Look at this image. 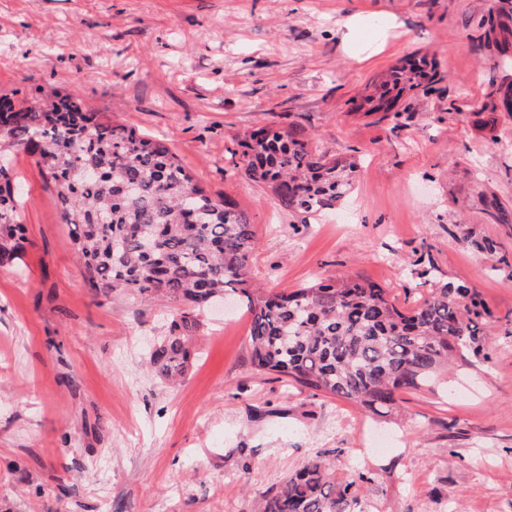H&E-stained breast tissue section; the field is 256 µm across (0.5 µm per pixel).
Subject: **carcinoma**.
Instances as JSON below:
<instances>
[{"label":"carcinoma","instance_id":"1","mask_svg":"<svg viewBox=\"0 0 512 512\" xmlns=\"http://www.w3.org/2000/svg\"><path fill=\"white\" fill-rule=\"evenodd\" d=\"M437 76L426 59L396 66L361 97L358 111L387 113ZM242 147L249 179L270 184L282 208L302 214L334 208L359 167L352 155L311 146L295 126H262ZM19 151L34 154L58 186L62 220L78 227L76 253L92 293L128 291L180 305L150 352L165 381L188 374L198 316L220 295L251 314L255 368L381 418L397 411L398 393L426 388L480 340L481 302L463 285L436 288L408 312L385 289L351 276L290 293L254 286L255 233L239 204L207 193L164 143L84 111L73 94L18 109L0 98V263L24 247L21 186L10 159ZM486 214L512 224V207L496 198ZM352 486L332 480L317 455L264 496L261 512H352Z\"/></svg>","mask_w":512,"mask_h":512}]
</instances>
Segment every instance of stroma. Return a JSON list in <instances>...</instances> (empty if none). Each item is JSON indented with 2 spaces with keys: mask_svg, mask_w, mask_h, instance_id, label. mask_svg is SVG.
<instances>
[{
  "mask_svg": "<svg viewBox=\"0 0 512 512\" xmlns=\"http://www.w3.org/2000/svg\"><path fill=\"white\" fill-rule=\"evenodd\" d=\"M490 0H0V96L72 93L104 119L164 140L256 231L254 279L270 292L343 275L415 307L463 284L484 303L478 350L432 389L373 421L250 363L251 315L213 304L185 382L162 384L150 347L176 307L91 293L58 188L34 156L13 167L23 250L0 264V512H258L319 455L356 476L354 512H512V84L479 26ZM436 58L430 91L397 117L363 116L367 83ZM273 124L361 153L348 200L291 213L244 173L241 143Z\"/></svg>",
  "mask_w": 512,
  "mask_h": 512,
  "instance_id": "stroma-1",
  "label": "stroma"
}]
</instances>
